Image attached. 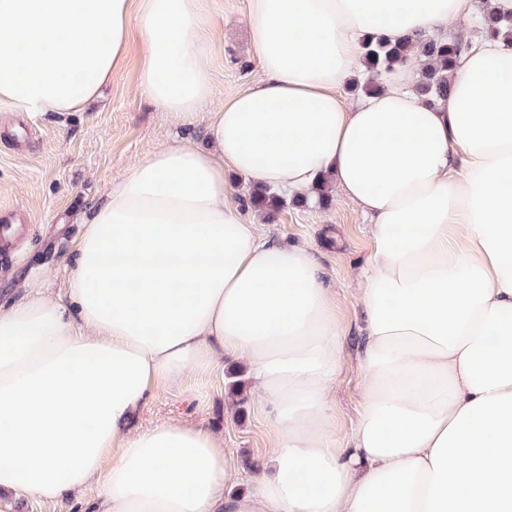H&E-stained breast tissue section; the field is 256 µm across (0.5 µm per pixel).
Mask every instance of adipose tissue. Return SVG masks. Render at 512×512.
<instances>
[{
    "label": "adipose tissue",
    "mask_w": 512,
    "mask_h": 512,
    "mask_svg": "<svg viewBox=\"0 0 512 512\" xmlns=\"http://www.w3.org/2000/svg\"><path fill=\"white\" fill-rule=\"evenodd\" d=\"M474 0H251L260 77L212 112L209 149L161 143L85 217L65 299L0 304V491L88 512H512V39L472 47L451 91L416 59L354 104L362 40L419 41ZM202 0H0V102L81 112L129 55L156 112L212 96ZM289 195L328 182L371 219L357 273L355 443L329 438L336 293L306 245L259 235L229 174ZM247 366L275 428L245 494L222 434L140 407L190 372Z\"/></svg>",
    "instance_id": "adipose-tissue-1"
}]
</instances>
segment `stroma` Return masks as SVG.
Segmentation results:
<instances>
[{"label": "stroma", "instance_id": "stroma-1", "mask_svg": "<svg viewBox=\"0 0 512 512\" xmlns=\"http://www.w3.org/2000/svg\"><path fill=\"white\" fill-rule=\"evenodd\" d=\"M203 9L215 38L209 59L213 95L195 123L162 121L140 89L137 61L132 57L107 88L104 105L90 111L58 117L0 103V208L12 209L26 220L21 236L0 242V257L11 258L6 268H0L1 303L37 293L64 297L84 210L103 197L129 165L159 144L204 145L203 127L215 105L254 82L258 64L249 45V0H203ZM244 217L259 232L312 247L327 271L336 291L339 319L349 329L343 340L332 438L337 447H351L362 389L357 363L360 338L353 329L355 276L369 259L370 219L339 195L326 209L287 202L273 217L250 207ZM160 418L222 433L224 450L239 467L235 491L251 489L273 429L242 362L225 358L221 373L192 374L160 390L138 412L134 427H148ZM94 496L89 488L57 502H39L5 491L0 493V512H85Z\"/></svg>", "mask_w": 512, "mask_h": 512}]
</instances>
